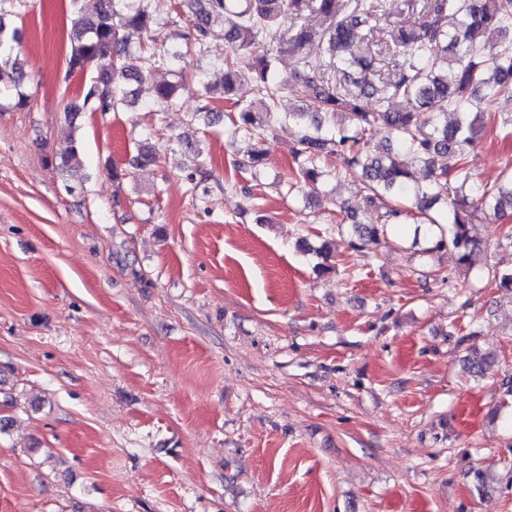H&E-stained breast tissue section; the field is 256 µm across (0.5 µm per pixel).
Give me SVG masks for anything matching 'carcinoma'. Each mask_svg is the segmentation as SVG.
<instances>
[{"mask_svg": "<svg viewBox=\"0 0 512 512\" xmlns=\"http://www.w3.org/2000/svg\"><path fill=\"white\" fill-rule=\"evenodd\" d=\"M75 17L70 38L67 74L93 68L92 80L80 99L67 104L75 117L82 112H117L129 102L127 84L142 83L155 67H172L183 77L186 57L204 50L206 25L224 20V38L231 55L224 61V94L249 84L269 97L273 108L265 117L252 106L235 101L231 122L237 132L255 140L238 166L264 165L266 153L257 134L271 120L299 128L296 182L318 189L331 172L321 166L328 154L343 156L345 175L358 183L369 205L381 210L380 223L351 225L352 247L370 250L388 227L400 223L399 201L421 215L433 248H448L457 266L470 268L481 243L470 235L473 221L486 213L512 210V172L492 186L470 180L467 154L478 129L491 122L488 106L512 95V0H402L398 16L379 9H342V0H192L197 38L185 48L158 54L141 42L157 22L164 0H72ZM27 0H0V93L18 89L26 78L13 56L18 30L6 32V7L23 8ZM328 23L324 32L290 26L287 50L311 67L298 85L304 104L287 107L274 82L270 51H255L260 38L272 35L302 12ZM138 49L144 66L128 63ZM328 59L335 78L324 77L311 65L313 49ZM388 62L394 79L380 80V63ZM183 85L153 86L156 100L175 103ZM400 100L403 106L390 107ZM429 115L420 120V114ZM383 127L391 135L381 149L371 146L372 132ZM80 143L69 138L51 152L49 160L63 176L79 167ZM161 160L157 149L138 150L118 169L105 170L114 179Z\"/></svg>", "mask_w": 512, "mask_h": 512, "instance_id": "carcinoma-1", "label": "carcinoma"}]
</instances>
